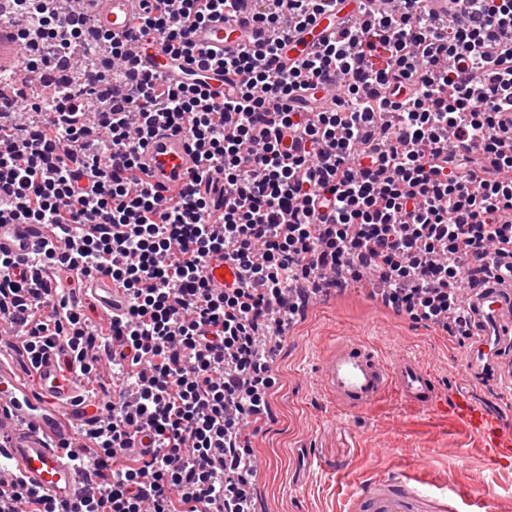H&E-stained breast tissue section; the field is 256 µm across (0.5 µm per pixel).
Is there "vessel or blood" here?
<instances>
[{"instance_id":"vessel-or-blood-1","label":"vessel or blood","mask_w":512,"mask_h":512,"mask_svg":"<svg viewBox=\"0 0 512 512\" xmlns=\"http://www.w3.org/2000/svg\"><path fill=\"white\" fill-rule=\"evenodd\" d=\"M141 0H71L79 11L93 13L100 30L121 36L134 25ZM245 9L218 16L196 28L191 36L195 52L221 57L238 50L264 56L273 46L280 47L283 67L298 65L338 33L342 21L353 16L358 0H337L329 10L316 16L303 28L283 24H257L249 11L254 0H245ZM18 25L0 20V75L14 74L21 68ZM138 54L144 69L165 84L200 82L215 101H222L236 83L234 75L214 68L197 69L187 59H173L154 38L144 40ZM145 180L160 194H168L186 182L198 165V152L192 140L181 131L161 129L149 138L141 154ZM61 251L66 241L49 224H0V252L25 260L44 246ZM96 301V321H112L120 294L111 276H97L90 284ZM466 310L471 327L466 370L470 377L491 383L512 382V281L488 278L473 289ZM27 331L15 327L0 335V456L8 459L0 468V512H28L17 488L48 494L59 512H80L87 484L74 468L70 452L91 455L94 445L82 433L89 412L95 411L101 393L86 382L62 372L56 356L48 354L34 368L33 377L17 368L27 346ZM325 392L337 407L357 414L377 403L389 391H397L405 403L418 410L433 409L437 385L413 357H402L388 365L365 341L347 337L330 350L318 366ZM451 412L485 439V453L496 465L512 463V441L501 434V424L471 400L454 401ZM461 492L413 481L379 479L358 495L356 512H457Z\"/></svg>"}]
</instances>
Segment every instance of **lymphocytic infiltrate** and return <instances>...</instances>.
I'll list each match as a JSON object with an SVG mask.
<instances>
[{
	"mask_svg": "<svg viewBox=\"0 0 512 512\" xmlns=\"http://www.w3.org/2000/svg\"><path fill=\"white\" fill-rule=\"evenodd\" d=\"M52 0H16L25 68L81 60L70 81L0 116V224H51L69 251L44 248L27 270L0 256V317L29 327L26 368L46 350L97 384L103 418L85 435L96 481L84 512H251L250 429L269 414L279 342L320 289L369 282L385 305L452 336L468 333L473 268L512 278V143L495 111L512 106V0H459L433 28L425 0L358 17L301 64L276 50L219 60L237 95L160 83L134 64L156 35L195 58L190 36L235 0H151L123 39L73 22ZM257 21L301 26L329 0H258ZM335 82L332 108L310 103ZM185 131L200 171L163 198L140 175L157 126ZM302 145L286 150V139ZM237 277L215 291L207 262ZM63 282L42 318L36 277ZM96 274L127 296L124 317L95 329L67 295ZM117 341L108 377L86 363Z\"/></svg>",
	"mask_w": 512,
	"mask_h": 512,
	"instance_id": "obj_1",
	"label": "lymphocytic infiltrate"
}]
</instances>
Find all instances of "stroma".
<instances>
[{
	"mask_svg": "<svg viewBox=\"0 0 512 512\" xmlns=\"http://www.w3.org/2000/svg\"><path fill=\"white\" fill-rule=\"evenodd\" d=\"M371 285L328 289L285 336L272 365L270 415L252 439L259 462L255 512H349L363 483L421 471L434 484L459 488V512L490 497L512 512V467L492 465L482 437L448 416L466 397L495 414L512 438V386L475 383L465 369V337L414 322L385 307ZM360 333L387 362L416 358L437 383L438 404L423 412L390 392L360 415L336 411L317 365L338 336Z\"/></svg>",
	"mask_w": 512,
	"mask_h": 512,
	"instance_id": "obj_1",
	"label": "stroma"
}]
</instances>
